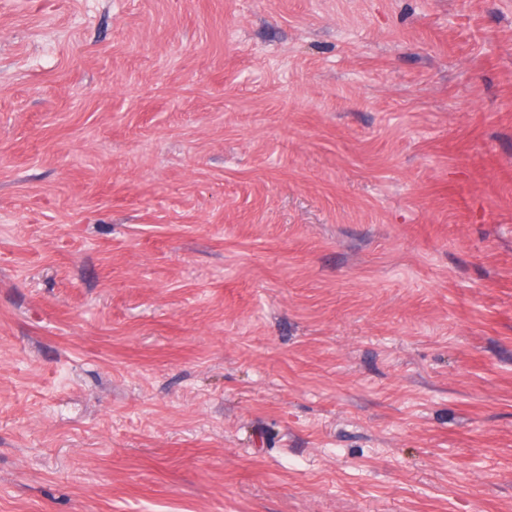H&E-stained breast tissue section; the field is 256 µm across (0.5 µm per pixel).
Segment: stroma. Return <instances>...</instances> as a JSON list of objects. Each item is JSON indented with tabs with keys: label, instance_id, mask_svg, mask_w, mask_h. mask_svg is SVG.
I'll use <instances>...</instances> for the list:
<instances>
[{
	"label": "stroma",
	"instance_id": "35a3bbf8",
	"mask_svg": "<svg viewBox=\"0 0 512 512\" xmlns=\"http://www.w3.org/2000/svg\"><path fill=\"white\" fill-rule=\"evenodd\" d=\"M0 512H512V0H0Z\"/></svg>",
	"mask_w": 512,
	"mask_h": 512
}]
</instances>
